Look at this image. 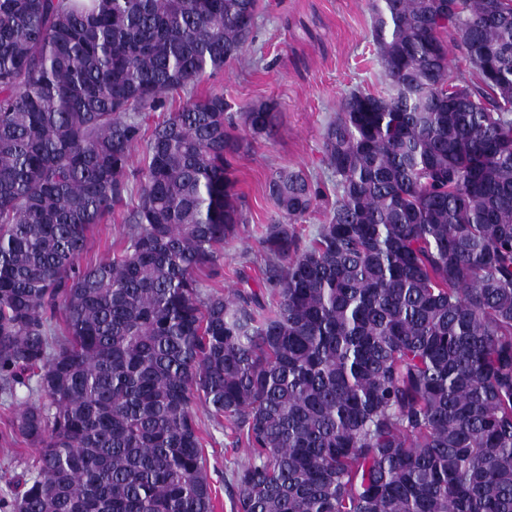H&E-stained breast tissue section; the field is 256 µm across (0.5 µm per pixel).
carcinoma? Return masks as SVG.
<instances>
[{
	"instance_id": "obj_1",
	"label": "carcinoma",
	"mask_w": 512,
	"mask_h": 512,
	"mask_svg": "<svg viewBox=\"0 0 512 512\" xmlns=\"http://www.w3.org/2000/svg\"><path fill=\"white\" fill-rule=\"evenodd\" d=\"M258 8L0 0V394H40L0 512H215L199 403L246 449L232 512H512V0H371L388 90L324 130L326 223L302 243L319 191L275 172L264 289L206 291L241 142L192 90ZM242 118L273 135V104ZM127 231L128 226L120 223L117 213L112 223L98 224L93 230L91 247L81 258V265L85 266L107 255L112 256L114 251L120 249Z\"/></svg>"
}]
</instances>
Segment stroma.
Listing matches in <instances>:
<instances>
[{
	"label": "stroma",
	"mask_w": 512,
	"mask_h": 512,
	"mask_svg": "<svg viewBox=\"0 0 512 512\" xmlns=\"http://www.w3.org/2000/svg\"><path fill=\"white\" fill-rule=\"evenodd\" d=\"M356 89L371 93L387 89L368 0H262L242 56L197 87L201 96L223 93L237 113L264 101L278 105L273 138L251 143L234 163L245 221L224 245L219 275L204 277V288L240 287L243 273L249 277V287L258 288L264 266L259 241L277 217L266 184L279 169L303 170L320 187L315 210L297 225L302 239L315 235L326 207L336 197V180L324 162L323 131L343 97ZM37 399V394L24 389L14 399L0 395V495L35 454L11 435L9 423L19 404ZM196 416L207 435L205 453L217 496L216 512H231V469L244 459L245 451L213 429L204 407H197Z\"/></svg>",
	"instance_id": "obj_1"
}]
</instances>
